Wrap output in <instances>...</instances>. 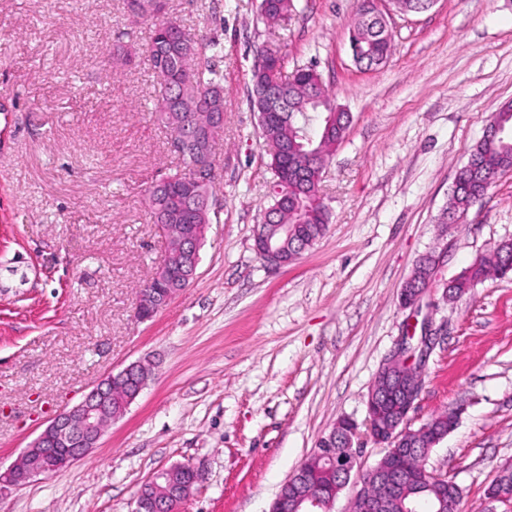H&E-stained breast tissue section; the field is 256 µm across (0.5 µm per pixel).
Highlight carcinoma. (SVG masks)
<instances>
[{"mask_svg": "<svg viewBox=\"0 0 512 512\" xmlns=\"http://www.w3.org/2000/svg\"><path fill=\"white\" fill-rule=\"evenodd\" d=\"M293 0H262L260 12L268 21H277L293 10ZM129 20L134 25L152 22L148 61L157 77L154 114L165 127H172L171 113L184 112L194 102L196 95H209L208 110L224 111V74L219 63L222 47L218 39L192 33L182 26H174L168 39L159 50H154L157 34L167 24V16L154 9V0H127ZM360 48L358 61L371 68L383 64L389 42L382 39L376 26L362 17L353 23ZM271 89L284 95L293 93L296 109L277 111L269 121L259 120L262 136L271 146L288 144V158L273 170L274 179L288 194V204L281 203L279 193L270 195L267 211L278 210L277 223L265 225L266 233L277 239H285L284 228L296 230L307 242L314 245L329 227V210L325 202L317 203L303 190L300 183L282 173V169L300 163L307 152L332 154L344 138L348 128L346 113L336 111V106L326 94L322 80L313 68H298L288 76L284 74L283 58L268 52L267 63L253 69L250 104L257 114L264 113V90ZM500 132L493 139L481 138L473 146L470 157L477 164L476 174L461 172L448 199L442 216L452 224L461 214L483 200L502 172L512 169V103L503 104L495 115ZM189 158H181V168L162 175L147 192V205L153 220L158 223L157 212L172 201L181 180L186 175ZM433 256L418 260L409 278L410 284L420 283L432 275ZM512 271V241L501 242L494 252L476 256L470 265L456 277L450 299L468 294L479 283L491 276H504ZM410 476L409 499L416 502L437 501V491L429 482V468L425 458L415 457L408 461Z\"/></svg>", "mask_w": 512, "mask_h": 512, "instance_id": "cac0c4a2", "label": "carcinoma"}]
</instances>
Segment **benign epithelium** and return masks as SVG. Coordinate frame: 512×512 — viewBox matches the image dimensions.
Here are the masks:
<instances>
[{
	"mask_svg": "<svg viewBox=\"0 0 512 512\" xmlns=\"http://www.w3.org/2000/svg\"><path fill=\"white\" fill-rule=\"evenodd\" d=\"M383 0H362V12L374 22H380L384 35L392 34L386 15L379 8ZM224 128L222 112H180L177 114V130L173 134L172 149L184 155L198 144L195 161L183 180L180 199L193 203L195 213L206 217L209 200L199 194V188L210 168V136ZM204 224H163L161 233L167 249L164 258L156 266L144 287L139 289L135 305V317L140 321L151 319L197 275L200 262L199 241L204 238ZM256 253L272 270L288 265L283 259V246L273 237L263 235L255 241ZM426 289L402 287L401 306L417 311ZM438 331L432 324L424 323L417 343L412 335L401 338L395 351L380 367L368 392L367 407L371 418L367 419L368 431L374 443L382 448L381 457L368 469H361L359 450L354 448L358 439V425L353 420L340 419L335 429L322 437L311 453L314 463L296 468L284 482L292 493L282 496L277 512H333L340 493L349 484L352 474H357L356 491L349 499L347 512H386L404 497L408 475L407 457L412 454L430 455L444 436L437 435L426 448L418 447L420 432L425 425L414 429L409 425V413L414 408L422 389V363L436 344ZM152 365L136 361L117 373L99 381L76 405L56 414L33 442L24 448L18 459L5 471H0V494L29 484L50 474L42 466L44 457H56L54 470L66 469L86 457L97 447L105 430L123 417L112 413V394L125 397L124 407H129L147 386ZM396 401V412L380 424L372 419L379 417L386 397ZM336 465V481L325 489L318 482V462ZM188 478L180 484L155 491L159 473H153L139 489L132 512H178V507L204 480V473L187 464ZM488 509L495 504L512 507V492L506 486H494L487 498Z\"/></svg>",
	"mask_w": 512,
	"mask_h": 512,
	"instance_id": "7a95c632",
	"label": "benign epithelium"
}]
</instances>
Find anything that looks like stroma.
Wrapping results in <instances>:
<instances>
[{"instance_id": "obj_1", "label": "stroma", "mask_w": 512, "mask_h": 512, "mask_svg": "<svg viewBox=\"0 0 512 512\" xmlns=\"http://www.w3.org/2000/svg\"><path fill=\"white\" fill-rule=\"evenodd\" d=\"M259 0H168L187 29L223 47L224 129L196 278L150 321L137 290L165 250L146 190L180 165L153 113L146 24L125 0H0V466L99 380L151 359L155 374L97 448L69 469L0 494V512H131L172 463L206 480L179 512H267L340 418L366 420L370 386L413 325L441 334L423 367L412 427L461 408L431 467L483 512L512 459V274L462 298L400 291L416 261L438 277L512 240V170L461 224L442 228L457 171L512 101V0L391 9L387 62L355 63L359 0H294L276 23ZM132 46L116 79L115 41ZM285 73L316 69L350 116L320 183L329 230L268 269L254 234L270 203L269 148L249 104L259 49Z\"/></svg>"}]
</instances>
